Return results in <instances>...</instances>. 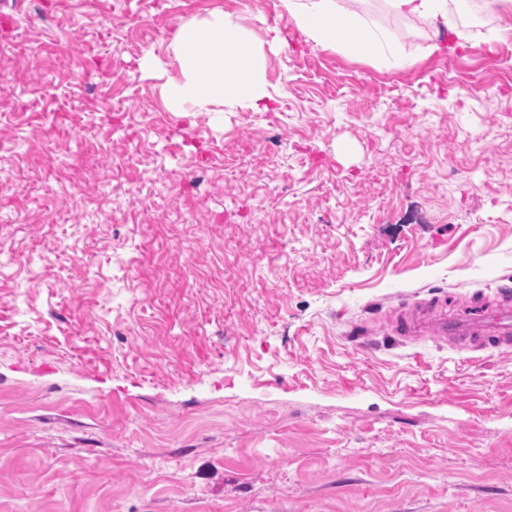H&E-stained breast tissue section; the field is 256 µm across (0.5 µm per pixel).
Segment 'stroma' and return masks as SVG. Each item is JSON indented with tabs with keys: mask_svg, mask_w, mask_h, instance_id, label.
<instances>
[{
	"mask_svg": "<svg viewBox=\"0 0 512 512\" xmlns=\"http://www.w3.org/2000/svg\"><path fill=\"white\" fill-rule=\"evenodd\" d=\"M359 12L409 66L280 0L0 11V512H512V352L397 332L512 280V30ZM216 15L285 37L266 109L168 111ZM369 41L377 50L387 68H403L410 64V60L400 54L383 33H373Z\"/></svg>",
	"mask_w": 512,
	"mask_h": 512,
	"instance_id": "obj_1",
	"label": "stroma"
}]
</instances>
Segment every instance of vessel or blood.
Instances as JSON below:
<instances>
[{"instance_id":"1","label":"vessel or blood","mask_w":512,"mask_h":512,"mask_svg":"<svg viewBox=\"0 0 512 512\" xmlns=\"http://www.w3.org/2000/svg\"><path fill=\"white\" fill-rule=\"evenodd\" d=\"M400 332L459 341L477 338L493 346L507 347L512 345V302L506 300L493 308L475 306L454 314L423 304L407 323L401 324Z\"/></svg>"}]
</instances>
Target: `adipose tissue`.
Masks as SVG:
<instances>
[{
	"mask_svg": "<svg viewBox=\"0 0 512 512\" xmlns=\"http://www.w3.org/2000/svg\"><path fill=\"white\" fill-rule=\"evenodd\" d=\"M388 10L400 17H414L431 30L456 33L448 0H385ZM290 23L325 47H353L361 26L356 12L341 9L337 0H287ZM266 43H257L242 27L217 17L202 26L179 27L171 43L181 77L165 85L169 111L207 112L211 107L261 109L268 98L266 48L278 47L279 28L267 32Z\"/></svg>",
	"mask_w": 512,
	"mask_h": 512,
	"instance_id": "ef3b65f1",
	"label": "adipose tissue"
}]
</instances>
